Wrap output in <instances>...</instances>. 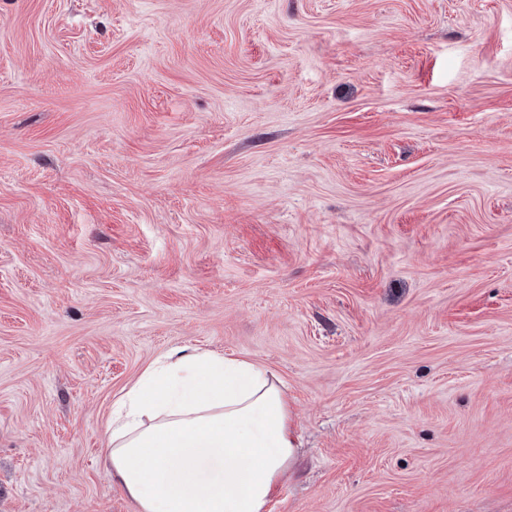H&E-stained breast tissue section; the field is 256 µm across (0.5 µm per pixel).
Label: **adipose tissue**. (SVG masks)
Wrapping results in <instances>:
<instances>
[{
    "label": "adipose tissue",
    "mask_w": 512,
    "mask_h": 512,
    "mask_svg": "<svg viewBox=\"0 0 512 512\" xmlns=\"http://www.w3.org/2000/svg\"><path fill=\"white\" fill-rule=\"evenodd\" d=\"M103 466L138 512H264L296 453L288 401L264 366L168 351L115 403Z\"/></svg>",
    "instance_id": "adipose-tissue-1"
}]
</instances>
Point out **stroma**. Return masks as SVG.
<instances>
[{
	"label": "stroma",
	"mask_w": 512,
	"mask_h": 512,
	"mask_svg": "<svg viewBox=\"0 0 512 512\" xmlns=\"http://www.w3.org/2000/svg\"><path fill=\"white\" fill-rule=\"evenodd\" d=\"M183 346L279 378L271 512H512V0H0V512H137Z\"/></svg>",
	"instance_id": "obj_1"
}]
</instances>
